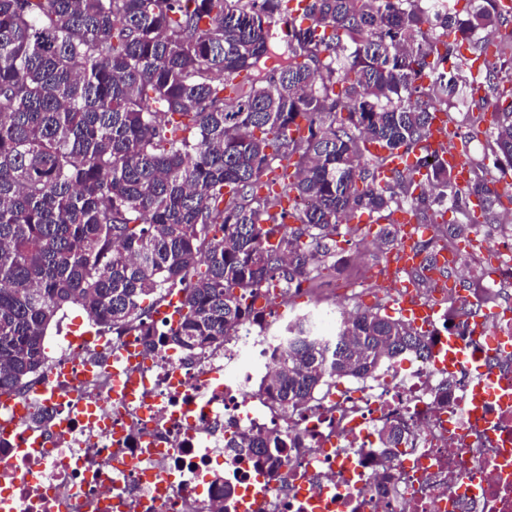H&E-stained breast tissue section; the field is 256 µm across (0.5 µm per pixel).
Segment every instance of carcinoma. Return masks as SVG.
<instances>
[{"label":"carcinoma","mask_w":512,"mask_h":512,"mask_svg":"<svg viewBox=\"0 0 512 512\" xmlns=\"http://www.w3.org/2000/svg\"><path fill=\"white\" fill-rule=\"evenodd\" d=\"M469 3L462 18L443 0H308L280 46L269 26L288 0H0V390L42 369L66 307L194 358L272 316L255 306L261 291L313 280L358 211L435 224L446 202L471 217L474 198L497 223L512 90L488 67L485 95L459 99L428 62L467 64L450 28L479 57L483 33L512 24L498 0ZM492 105L493 167L468 160L460 187L426 150L432 113L479 120ZM373 143L416 155L415 168L379 178ZM376 237L384 252L398 243L391 223ZM171 288L179 319L159 332L151 311ZM287 330L271 389L298 413L331 382L431 347L379 308L349 315L331 340L299 319ZM230 447L268 461L284 444L271 430Z\"/></svg>","instance_id":"cac0c4a2"}]
</instances>
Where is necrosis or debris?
<instances>
[{
    "mask_svg": "<svg viewBox=\"0 0 512 512\" xmlns=\"http://www.w3.org/2000/svg\"><path fill=\"white\" fill-rule=\"evenodd\" d=\"M430 354L310 410L267 391L284 337L241 327L187 361L168 344L65 325L20 392L0 394V512H512V295L478 282L439 299ZM497 319L470 335L466 302ZM454 336L460 359L440 349ZM48 411V426L31 416ZM402 437L384 463L379 433ZM288 440L276 465L237 456L244 431Z\"/></svg>",
    "mask_w": 512,
    "mask_h": 512,
    "instance_id": "4bbe7bcc",
    "label": "necrosis or debris"
}]
</instances>
